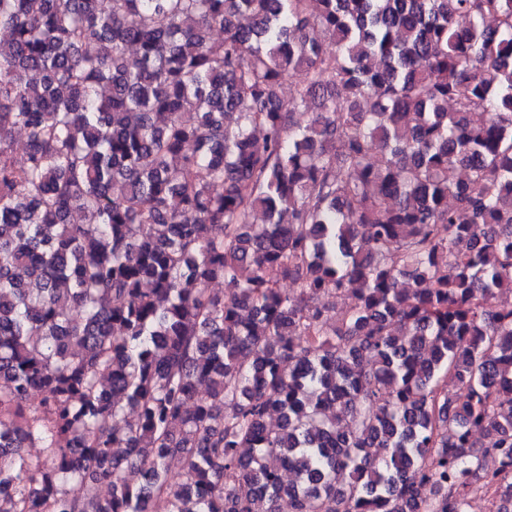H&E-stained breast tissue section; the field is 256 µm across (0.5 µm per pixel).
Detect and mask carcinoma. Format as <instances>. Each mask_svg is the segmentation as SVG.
Instances as JSON below:
<instances>
[{
  "mask_svg": "<svg viewBox=\"0 0 512 512\" xmlns=\"http://www.w3.org/2000/svg\"><path fill=\"white\" fill-rule=\"evenodd\" d=\"M0 34V512H512V0Z\"/></svg>",
  "mask_w": 512,
  "mask_h": 512,
  "instance_id": "obj_1",
  "label": "carcinoma"
}]
</instances>
